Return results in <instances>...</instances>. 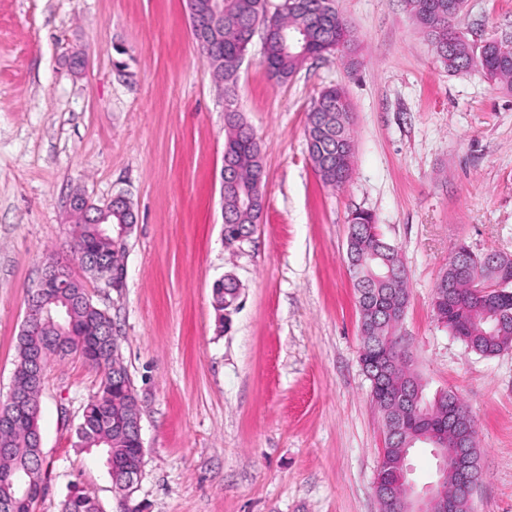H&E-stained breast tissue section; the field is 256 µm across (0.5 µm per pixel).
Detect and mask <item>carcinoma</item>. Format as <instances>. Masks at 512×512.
<instances>
[{"label":"carcinoma","mask_w":512,"mask_h":512,"mask_svg":"<svg viewBox=\"0 0 512 512\" xmlns=\"http://www.w3.org/2000/svg\"><path fill=\"white\" fill-rule=\"evenodd\" d=\"M407 12L434 46L438 61L450 73L478 70L492 84L512 92V53L493 45L474 49L462 26L465 0H403ZM265 28L263 63L271 78L285 82L310 59L344 54L350 50L351 30L336 11L334 0H297V5L267 12L266 0H224V27L212 35L205 57L211 68L224 79L225 141L224 217L232 224L246 227L259 223L264 208L262 183L264 165L260 142L244 121L235 105L234 91L238 66L253 37L257 24ZM347 100L338 86L322 89L308 113L306 137L309 158L320 180L336 187L352 173L354 144L350 127V110L338 108ZM129 217L112 216L110 224H74L71 230V253L83 271L95 279L123 266L128 245L112 242V224ZM361 232L353 257L361 262L360 276L354 278L356 307L366 335L361 349L386 350L410 358L404 337L398 334L396 316L405 312L409 294L399 282L378 283L371 278L380 258L393 266H403L399 251L378 232L374 215L361 211L354 216ZM44 273L68 284L55 292L27 295V309L37 315L36 325L23 322L17 340V359L12 390L25 398L21 410L0 402V512H34L45 492L46 469L40 433V397L48 363L72 354L81 357L101 374L98 390L84 406L76 425L74 447L90 452L99 450L106 456L113 481L126 490L133 487L143 466L141 444L137 435L139 410L131 378L116 352L112 351V318L97 306L83 280L73 276L54 261L46 263ZM239 287L232 279L218 280L212 288V305L219 323L224 313L233 312ZM392 299L394 316L384 317L371 311L376 302ZM449 299L444 328L467 348L493 357L512 347V294H491L490 304H480L469 296ZM72 306L65 319L57 315L61 305ZM406 383L417 392L418 411H435L448 401L460 415L457 426L470 429L475 425L459 396L452 390H440L433 397L424 394L419 375L405 367ZM420 438L407 435L396 442L386 437L384 451L399 457L409 452ZM60 512H102L91 492L73 486L60 504Z\"/></svg>","instance_id":"1"}]
</instances>
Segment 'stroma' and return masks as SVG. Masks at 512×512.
Returning a JSON list of instances; mask_svg holds the SVG:
<instances>
[{
  "label": "stroma",
  "mask_w": 512,
  "mask_h": 512,
  "mask_svg": "<svg viewBox=\"0 0 512 512\" xmlns=\"http://www.w3.org/2000/svg\"><path fill=\"white\" fill-rule=\"evenodd\" d=\"M351 58L309 60L285 82L256 30L236 104L265 165L251 236L224 242V90L190 34L186 0H0V400L29 289L63 244L69 201L122 194L136 223L122 291L87 279L112 317L141 406V512H379L386 429L358 361L348 217L370 211L400 252L401 323L427 394L454 390L477 430L470 512H512V349L486 358L437 322L434 289L455 246L512 258V92L451 74L402 0H336ZM482 40L512 33V0H467ZM344 88L353 171L332 188L308 154L319 91ZM240 284L219 326L212 288ZM99 374L70 356L42 396L46 491L71 486L123 512L101 459L73 448Z\"/></svg>",
  "instance_id": "stroma-1"
}]
</instances>
